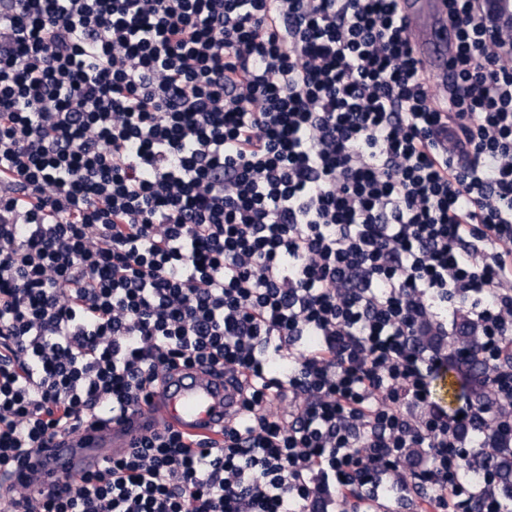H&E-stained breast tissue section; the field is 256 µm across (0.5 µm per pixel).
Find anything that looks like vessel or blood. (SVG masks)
<instances>
[{"label": "vessel or blood", "mask_w": 512, "mask_h": 512, "mask_svg": "<svg viewBox=\"0 0 512 512\" xmlns=\"http://www.w3.org/2000/svg\"><path fill=\"white\" fill-rule=\"evenodd\" d=\"M399 9L408 23L407 37L415 53L430 61L432 77L447 85L456 34L448 25L445 0H399ZM239 408L232 376L217 382L188 373L161 388L152 406L126 422L109 423L75 437L63 451V466L73 471L94 468L110 450L130 447L159 420L188 433L211 436Z\"/></svg>", "instance_id": "b4317fda"}]
</instances>
